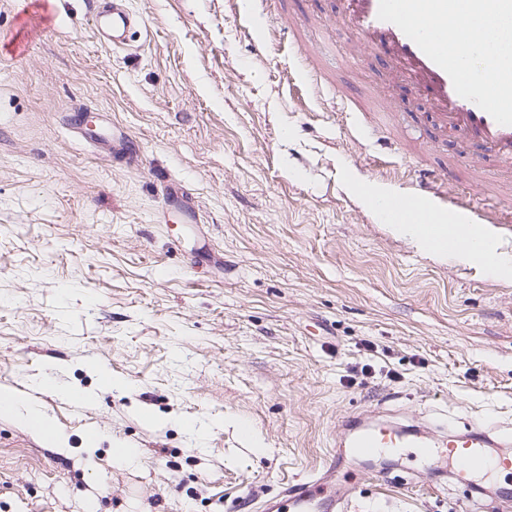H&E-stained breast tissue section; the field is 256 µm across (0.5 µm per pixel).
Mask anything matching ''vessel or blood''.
Here are the masks:
<instances>
[{"mask_svg": "<svg viewBox=\"0 0 512 512\" xmlns=\"http://www.w3.org/2000/svg\"><path fill=\"white\" fill-rule=\"evenodd\" d=\"M462 2L486 23L512 16V0H341L337 19L362 50L381 59L383 84L411 86L432 109V140L421 139L410 147L397 144L402 159L415 160L418 175L409 193L388 202L386 216L391 224L416 220L433 236L435 247L447 249L457 238L475 241L480 225L499 223L500 218L498 209L479 210L470 198L445 194L441 171L426 160L434 151L433 141L455 145L457 167L470 169L490 158L500 170H512V108L499 100L504 66L488 62L481 73H474L465 53L475 49L479 32L464 40L448 33V18ZM93 10L97 26L111 25L116 39L136 21L126 0H94ZM249 24L287 39L301 56L303 74L315 86L341 94L314 48L303 41L295 19L274 24L261 11ZM341 427L342 435L323 468L283 483L263 502L262 512H348L358 490L349 476L350 463L384 454L447 469L465 486L477 475L512 470V456L504 452L512 445L511 425L473 421L461 434L432 417L406 425L351 415Z\"/></svg>", "mask_w": 512, "mask_h": 512, "instance_id": "vessel-or-blood-1", "label": "vessel or blood"}]
</instances>
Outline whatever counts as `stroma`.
Instances as JSON below:
<instances>
[{"instance_id": "1", "label": "stroma", "mask_w": 512, "mask_h": 512, "mask_svg": "<svg viewBox=\"0 0 512 512\" xmlns=\"http://www.w3.org/2000/svg\"><path fill=\"white\" fill-rule=\"evenodd\" d=\"M128 4L141 28L115 46L90 0L47 21L0 0V390L55 430L0 415V512H259L382 400L512 424V274L421 249L351 191L402 162L391 134H356L354 100L384 93L415 137L429 105L380 89L342 27L326 66L345 95L315 98L228 0ZM84 112L130 134L128 160L72 134ZM172 181L189 203L166 202ZM393 472L361 469L351 512H484L512 488Z\"/></svg>"}]
</instances>
